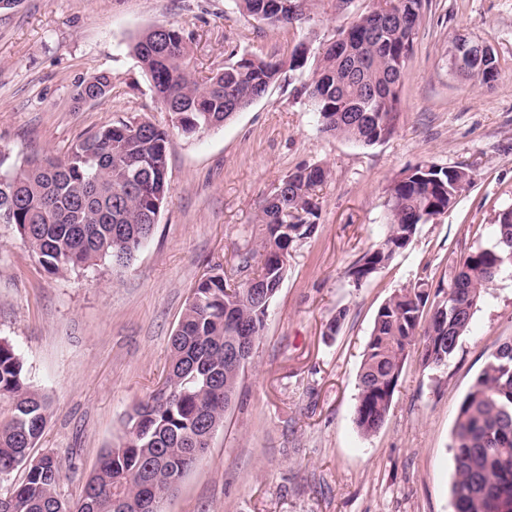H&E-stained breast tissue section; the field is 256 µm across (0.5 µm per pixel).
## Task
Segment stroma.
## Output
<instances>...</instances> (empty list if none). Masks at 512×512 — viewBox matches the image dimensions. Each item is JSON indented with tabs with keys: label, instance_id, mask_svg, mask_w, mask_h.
<instances>
[{
	"label": "stroma",
	"instance_id": "1",
	"mask_svg": "<svg viewBox=\"0 0 512 512\" xmlns=\"http://www.w3.org/2000/svg\"><path fill=\"white\" fill-rule=\"evenodd\" d=\"M369 0H318L310 22L268 28L233 0H19L0 9V149L13 160L64 155L83 133L134 117L168 127L130 49L158 24L192 37L196 77L227 50L289 62L333 42ZM490 44L493 87L449 67L457 37ZM106 72L112 91L80 102ZM395 134L361 147L323 133L307 95L279 82L224 126L171 133L168 193L154 234L128 266L99 262L48 273L16 229L0 224V338L21 357L49 409L37 452L61 464L57 491L75 502L125 415L155 388L192 288L234 255L274 186L296 167L330 171L314 232L287 271L234 405L202 461L163 512H452L449 450L459 405L488 360L512 342V278L494 281L447 366H404L382 430L354 423L357 378L379 307L424 279L449 281L448 258L491 245L486 229L512 208V0H424L402 78ZM462 166L470 190L419 225L410 245L367 280L349 275L386 231L387 189L419 164Z\"/></svg>",
	"mask_w": 512,
	"mask_h": 512
}]
</instances>
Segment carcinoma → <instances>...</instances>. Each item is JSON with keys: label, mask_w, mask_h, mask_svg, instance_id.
I'll return each instance as SVG.
<instances>
[{"label": "carcinoma", "mask_w": 512, "mask_h": 512, "mask_svg": "<svg viewBox=\"0 0 512 512\" xmlns=\"http://www.w3.org/2000/svg\"><path fill=\"white\" fill-rule=\"evenodd\" d=\"M314 0H234L239 12L276 27L290 23L288 5ZM423 0H373L342 32L349 43L331 44L311 57L299 44L285 64L235 49L206 81L196 79L183 31L158 25L143 32L132 49L149 76L171 128L134 118L104 126L74 142L62 157L45 154L16 164L0 150V211L51 274L87 269L109 260L125 266L153 236L167 193L170 130L186 137L224 125L282 80L284 71L309 69L305 92L322 131L361 146L396 132L401 112L399 51L407 31L417 29ZM464 77L488 84L485 64L469 62ZM110 77L94 76L77 99H103ZM330 176L320 165L289 172L282 190L256 215V236L235 255L243 280L231 286L224 270L199 280L171 336L170 362L162 387L126 414L123 442L104 450L80 498L68 504L57 492L61 465L52 452L33 464L31 451L47 422L48 398L30 388L13 346L0 339V475L27 469L25 480L0 496V512H125L129 500L164 501L194 463L192 443L212 423L223 424L235 400L244 367L224 356L228 347L258 342L266 308L252 287L281 284L289 249L311 235L318 219L317 189ZM473 183L465 167L420 164L389 188L387 232L353 266L357 282L393 260L432 214L457 204ZM493 244L449 260L443 300L425 312L426 282L393 293L378 309L358 374L354 422L361 434L377 433L389 415L403 368L420 349L424 367L447 364L471 328L489 284L512 277V210L491 225ZM452 502L458 512H512V343L487 362L462 399L453 430Z\"/></svg>", "instance_id": "carcinoma-1"}]
</instances>
